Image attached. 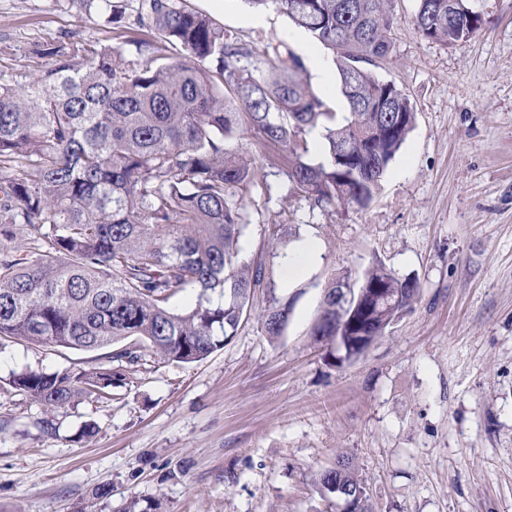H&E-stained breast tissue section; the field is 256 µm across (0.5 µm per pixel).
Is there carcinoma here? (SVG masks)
Here are the masks:
<instances>
[{
	"label": "carcinoma",
	"instance_id": "obj_1",
	"mask_svg": "<svg viewBox=\"0 0 512 512\" xmlns=\"http://www.w3.org/2000/svg\"><path fill=\"white\" fill-rule=\"evenodd\" d=\"M288 14L332 50L349 116L332 112L301 77L303 64L278 45L262 58L250 45L187 5V0H83L112 28L117 43L70 37L37 47L35 68L0 76V237L20 233L26 250L0 249V338L105 351L108 367L12 377L17 391L49 408L75 398L110 400L148 349L193 363L221 349L265 292L262 330L288 324L290 303L271 288L265 259L242 255L244 199L259 172L242 145L248 124L264 147L288 156L289 177L317 207L365 205L416 121L408 95L372 66L387 56L393 0H245ZM424 38L459 45L481 26L476 0H418ZM142 60L123 58L126 32ZM391 95L394 111L379 109ZM321 131L325 160H303L307 136ZM350 161L336 166V152ZM327 288L311 332L337 364L358 359L420 296L382 264L368 268L355 312L342 316ZM191 290L196 303L171 302ZM370 512L369 493L347 456L318 476Z\"/></svg>",
	"mask_w": 512,
	"mask_h": 512
}]
</instances>
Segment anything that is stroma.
I'll return each instance as SVG.
<instances>
[{"label":"stroma","instance_id":"1","mask_svg":"<svg viewBox=\"0 0 512 512\" xmlns=\"http://www.w3.org/2000/svg\"><path fill=\"white\" fill-rule=\"evenodd\" d=\"M223 2L189 0L255 49L332 61L276 7ZM417 5L395 0L394 48L377 69L411 98L415 128L366 207L310 208L286 157L256 153L265 184L244 201L242 255L268 253L272 225L288 226L287 258L270 261L292 299L282 336L262 331L258 299L208 358L146 355L112 402L52 411L12 375L99 367V354L0 339V512H337L315 476L341 453L372 512H512V0H484L480 29L453 47L422 37ZM72 36L114 42L79 0H0V39L14 47L0 75ZM307 239L315 260L287 280ZM376 261L417 277L420 297L359 360L332 365L311 336L325 288L358 285ZM87 422L98 430L79 438ZM103 485L112 493L96 499Z\"/></svg>","mask_w":512,"mask_h":512}]
</instances>
